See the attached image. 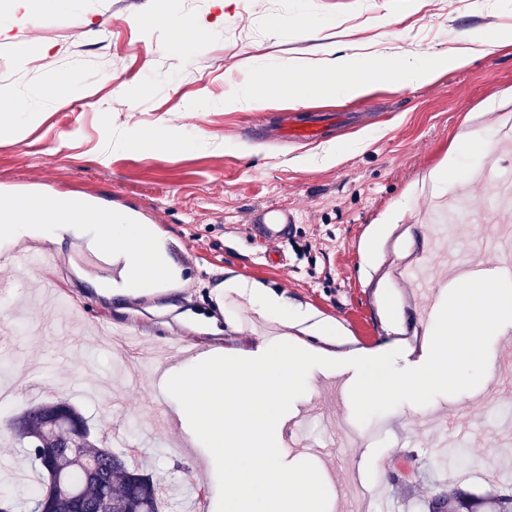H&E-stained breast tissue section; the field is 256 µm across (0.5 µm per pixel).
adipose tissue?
<instances>
[{"label":"adipose tissue","mask_w":512,"mask_h":512,"mask_svg":"<svg viewBox=\"0 0 512 512\" xmlns=\"http://www.w3.org/2000/svg\"><path fill=\"white\" fill-rule=\"evenodd\" d=\"M321 52L322 57L314 67L302 69L297 74H262L249 99V107H262L268 95L274 92L287 94L296 104L313 95L336 92L355 98L372 82V75L356 68L353 54L330 44L322 45ZM467 58V53L447 51L411 58L388 54L384 57L385 72L406 78L411 84L425 83L444 68L465 65ZM88 217V212L77 207L71 198L54 202L49 208L20 198L0 199V240L9 242L39 236L53 241L66 234L91 245L108 243L123 265L120 279L99 285L100 292L109 296L126 295L179 278L180 269L170 261L165 245L152 225L139 223L131 215L118 212L109 222L105 235L101 236L95 225L89 224ZM220 289L246 299L261 316L274 322L293 328L307 327L310 333L328 343L336 340L334 323L311 322L307 310L289 306L283 296L245 278L225 279Z\"/></svg>","instance_id":"ef3b65f1"}]
</instances>
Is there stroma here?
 Masks as SVG:
<instances>
[{"mask_svg":"<svg viewBox=\"0 0 512 512\" xmlns=\"http://www.w3.org/2000/svg\"><path fill=\"white\" fill-rule=\"evenodd\" d=\"M73 8L54 13L45 0H27L15 21L13 0H0V21L12 22L0 41V89L42 114L25 142L0 134V193L80 195L104 210L131 211L155 225L182 274L122 297L101 295L68 266L67 239L49 245L66 269L57 299L40 298L37 280L0 270V282L14 283L18 296L0 301V320L12 321L19 306L25 313L22 327L0 340V376L16 382L13 404L0 408V462L14 470L0 471V495L21 502L38 491L42 473L7 423L51 397L76 405L93 428L118 413L130 444L146 451L129 465L153 471L161 483L187 485L198 474L213 480L201 451L176 452L182 436L146 423L154 386L127 388L114 378L117 360L100 344L98 321L116 336L134 327L156 356L173 336L196 349H249L276 329L244 299H216L215 286L231 274L335 323L332 351L396 340L417 357L435 320L422 317L419 294L394 271L430 246L420 218L429 205L423 185L451 166V191L474 204L457 259L479 255L491 263L480 253L482 237L512 226V211L493 205L495 182L479 175L512 168V150L497 148L494 136L502 109L512 108V0H236L220 22L211 0H74ZM301 16L329 41L352 46L370 69L380 64L377 41L424 54L467 49L490 30L502 40L425 84L390 76L355 99L315 96L294 108L274 94L253 111L225 107L226 96L249 93L257 73L295 71L317 59L316 42L296 32ZM182 17L204 19L200 41L158 49L157 21ZM274 18L281 26L273 31ZM18 44L26 56L15 54ZM317 111L332 126L322 140L256 134ZM158 127L173 143L105 148L109 137ZM484 143L492 152L481 151ZM265 206L292 212L287 238L256 240L252 217ZM479 388L424 406L401 403L360 426L359 447L339 442L335 422L312 419L304 438L331 448L316 464L334 496L330 512H353L345 493L355 474L402 466L408 476L389 486L396 512H427L429 496L454 486L487 499L512 485V458L499 455L512 436V414L491 423L484 413L486 396L512 399V387L492 381ZM462 406L471 409L468 428L449 433L447 460L436 461L430 417Z\"/></svg>","mask_w":512,"mask_h":512,"instance_id":"stroma-1","label":"stroma"}]
</instances>
